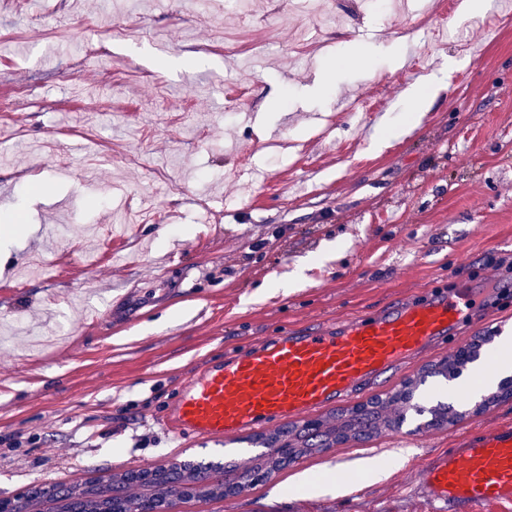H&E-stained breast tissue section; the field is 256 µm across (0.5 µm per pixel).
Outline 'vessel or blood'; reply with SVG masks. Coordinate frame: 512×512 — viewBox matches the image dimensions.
Listing matches in <instances>:
<instances>
[{
    "label": "vessel or blood",
    "mask_w": 512,
    "mask_h": 512,
    "mask_svg": "<svg viewBox=\"0 0 512 512\" xmlns=\"http://www.w3.org/2000/svg\"><path fill=\"white\" fill-rule=\"evenodd\" d=\"M468 303L436 296L346 322L334 334L270 337L207 367L160 425L180 438L213 439L345 403L360 383L469 327ZM416 491L427 512H512V425L470 434L431 459Z\"/></svg>",
    "instance_id": "b4317fda"
}]
</instances>
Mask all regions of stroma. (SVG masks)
<instances>
[{
    "label": "stroma",
    "instance_id": "obj_1",
    "mask_svg": "<svg viewBox=\"0 0 512 512\" xmlns=\"http://www.w3.org/2000/svg\"><path fill=\"white\" fill-rule=\"evenodd\" d=\"M0 0V498L260 445L180 440L160 418L189 379L284 330L493 279L512 266V0ZM446 72L386 144L404 90ZM291 291L273 282L296 270ZM476 328L363 382L400 391L477 336H512V283ZM412 424L296 459L177 512H425L424 465L512 424V399H449ZM407 449L377 481L355 463ZM334 469L333 493L297 487Z\"/></svg>",
    "mask_w": 512,
    "mask_h": 512
}]
</instances>
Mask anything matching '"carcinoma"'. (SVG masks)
Masks as SVG:
<instances>
[{"mask_svg":"<svg viewBox=\"0 0 512 512\" xmlns=\"http://www.w3.org/2000/svg\"><path fill=\"white\" fill-rule=\"evenodd\" d=\"M461 374L462 370L455 367V361L450 360L425 371L412 380L411 384L417 392L429 377H441L451 381ZM412 411L422 417V423L416 428L418 432L423 429L442 428L461 418V414L445 403L438 402L429 407L421 406L417 402L406 405L399 403L397 394L394 393L384 399H376L348 410L344 414L341 425L331 427L324 432L312 434L306 431V425L302 424L287 426L275 430L268 436L258 437L264 451L251 457V466L243 471L236 467H227L220 462L185 461L172 464L170 474L176 478L180 470L187 469L195 473L196 479L202 480L212 473L219 472L223 474L225 484L241 490L285 468L303 455L330 448L338 442L362 440L386 429H398ZM277 442H288L293 445L290 458L280 460L272 456L271 448ZM115 477L126 479L125 493L128 498L126 507L134 512H155L159 502L164 498L169 499L168 508L170 509L180 503L220 498L218 494H200L194 488L187 487L172 496L162 490L158 497L148 499L140 495L138 482L128 478L127 474L117 473ZM54 495L60 502L61 512H97L99 509L112 512V498L103 491L94 493L92 489L83 488L78 484L57 485Z\"/></svg>","mask_w":512,"mask_h":512,"instance_id":"obj_1","label":"carcinoma"}]
</instances>
